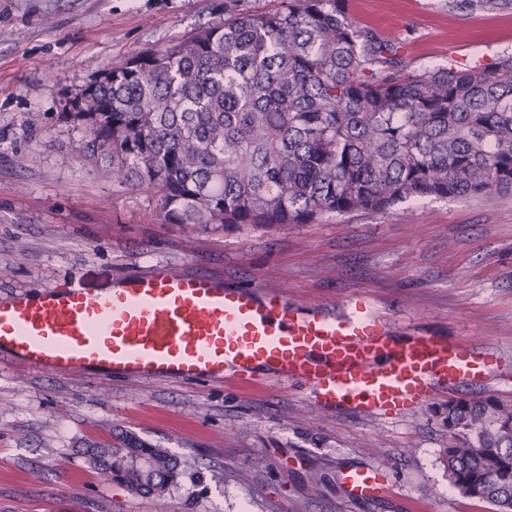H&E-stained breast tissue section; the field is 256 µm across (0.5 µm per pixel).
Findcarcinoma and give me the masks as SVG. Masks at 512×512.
Listing matches in <instances>:
<instances>
[{
    "label": "carcinoma",
    "mask_w": 512,
    "mask_h": 512,
    "mask_svg": "<svg viewBox=\"0 0 512 512\" xmlns=\"http://www.w3.org/2000/svg\"><path fill=\"white\" fill-rule=\"evenodd\" d=\"M512 0H448L461 14ZM73 97L84 157L157 197L164 224L266 227L423 198L512 197V55L415 70L347 0H284L113 61ZM102 481L161 497L179 475L134 435L88 445ZM448 481L512 512V404L448 401Z\"/></svg>",
    "instance_id": "1"
}]
</instances>
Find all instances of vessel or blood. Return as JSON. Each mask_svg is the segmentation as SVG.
<instances>
[{
	"label": "vessel or blood",
	"mask_w": 512,
	"mask_h": 512,
	"mask_svg": "<svg viewBox=\"0 0 512 512\" xmlns=\"http://www.w3.org/2000/svg\"><path fill=\"white\" fill-rule=\"evenodd\" d=\"M351 310L307 309L259 283L159 269L108 292L77 280L0 300V359L58 376L226 382L271 379L307 390L325 411L398 419L437 394L490 383L503 356L445 336H399L367 296ZM348 497L389 495L384 470L348 469Z\"/></svg>",
	"instance_id": "vessel-or-blood-1"
}]
</instances>
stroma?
<instances>
[{
	"label": "stroma",
	"mask_w": 512,
	"mask_h": 512,
	"mask_svg": "<svg viewBox=\"0 0 512 512\" xmlns=\"http://www.w3.org/2000/svg\"><path fill=\"white\" fill-rule=\"evenodd\" d=\"M282 0H0V298L79 276L103 290L159 267L245 278L296 306L344 310L366 293L397 334L501 353L490 386L459 397L512 403V197L424 199L318 224H165L150 194L99 175L88 136L58 120L65 97L112 59L177 40L229 13ZM356 22L405 42L413 68L512 53V11L461 16L447 0H348ZM36 153L22 168L16 157ZM448 395L384 420L319 410L270 382H145L0 364V512H492L450 486ZM168 449L179 476L160 498L103 482L82 450L117 431ZM377 466L394 496L348 500L340 474Z\"/></svg>",
	"instance_id": "obj_1"
}]
</instances>
